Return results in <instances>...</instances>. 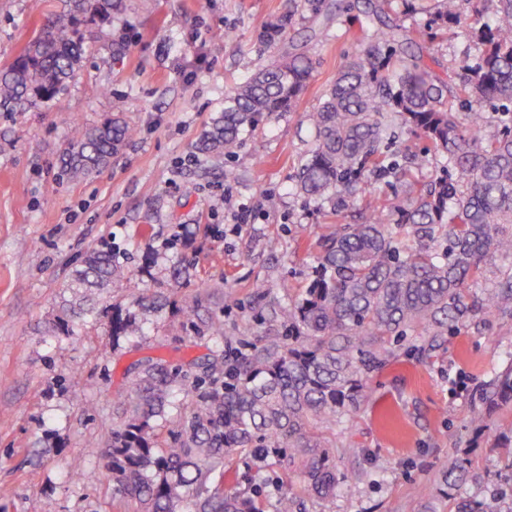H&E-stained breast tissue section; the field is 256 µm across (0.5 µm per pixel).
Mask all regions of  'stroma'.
Listing matches in <instances>:
<instances>
[{
    "label": "stroma",
    "instance_id": "stroma-1",
    "mask_svg": "<svg viewBox=\"0 0 512 512\" xmlns=\"http://www.w3.org/2000/svg\"><path fill=\"white\" fill-rule=\"evenodd\" d=\"M56 0H0V66L12 61ZM124 13L88 25L91 47L68 92L52 105L0 114V512H125L106 453L113 408L134 362L206 352L171 309L141 316L134 336L113 337L112 311H69L66 285L84 254L111 246L132 272L122 304L156 290L177 303L214 285L224 330L256 341L258 288L298 296L317 264L328 207L305 198L295 175L312 136L305 119L360 52L373 21L362 0H125ZM385 20L422 29L436 0H387ZM284 26L267 43L266 29ZM310 55L315 70L291 112L246 132L221 167L202 169L193 145L224 93L276 53ZM136 130L124 151L88 179L59 174L73 115L113 113ZM57 182L56 194L45 186ZM278 198L268 207L267 195ZM186 267L168 281L173 262ZM512 363V325L491 320L373 373L369 397L336 430L345 483L334 512H424L443 498L442 469L457 457L481 486L509 488L499 438L512 405L485 429L470 421L479 391Z\"/></svg>",
    "mask_w": 512,
    "mask_h": 512
}]
</instances>
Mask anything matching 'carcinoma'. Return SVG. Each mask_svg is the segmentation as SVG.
<instances>
[{
    "mask_svg": "<svg viewBox=\"0 0 512 512\" xmlns=\"http://www.w3.org/2000/svg\"><path fill=\"white\" fill-rule=\"evenodd\" d=\"M14 61L0 68V114L45 106L69 88L88 52L85 28L107 20L121 0H62ZM437 20L460 23L468 0H438ZM486 21L469 26L479 47L473 66L438 74L424 54L428 30L399 25L367 37L343 63L315 111L306 115L313 147L297 189L341 215L363 193L364 178L389 175L404 195L359 224H332L321 236L318 266L301 295L265 303L277 328L257 343L224 333L223 315L201 293L181 306L185 329L211 343L201 357L173 365L148 358L130 378L116 411L106 467L130 512H293L297 497L333 512L343 476L327 434L367 399L368 379L411 341L424 350L491 317L512 320V0H493ZM314 70L288 51L261 65L224 95V106L195 144L219 163L243 133L274 112H289ZM495 107V121L484 106ZM67 146L60 173L87 177L110 164L135 130L120 118L86 126L62 119ZM403 127L427 151L387 152ZM441 162L447 177L419 184L409 171ZM131 271L112 249L94 248L67 288L88 313L96 293ZM112 336L141 331L136 316L112 306ZM512 402V364L497 379L492 405ZM167 441L159 445L151 421ZM233 458L252 462L240 482ZM455 512H512L496 490L463 496L475 481L456 458L444 473Z\"/></svg>",
    "mask_w": 512,
    "mask_h": 512,
    "instance_id": "1",
    "label": "carcinoma"
}]
</instances>
